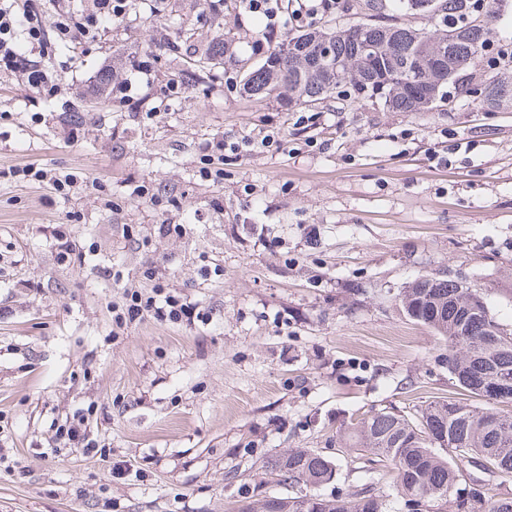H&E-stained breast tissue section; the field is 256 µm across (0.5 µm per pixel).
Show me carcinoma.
Segmentation results:
<instances>
[{
	"mask_svg": "<svg viewBox=\"0 0 512 512\" xmlns=\"http://www.w3.org/2000/svg\"><path fill=\"white\" fill-rule=\"evenodd\" d=\"M502 0H400L404 13H426L447 25L434 31L407 23L367 19L345 27L323 25L292 33L244 77L243 92L262 100L274 96L288 106L321 100L331 94L370 98L383 84V107L401 112H427L424 88L410 87L400 76L418 67L448 88L450 65L468 69L481 59ZM379 48L373 65L355 55L358 32ZM330 38L333 56L344 62L342 86L327 87L328 77L305 66L307 43ZM230 43L219 34L204 53L187 61L203 71L224 61ZM512 98V80L493 81L482 88L480 102L491 110ZM402 311L448 342V371L457 395L439 397L410 414L386 408L371 410L349 423L352 447L384 467L385 487L373 483L345 497L325 498L319 487L336 477L335 464L309 449L287 450L269 457L264 471L289 487L304 491L265 496L238 507L237 512H394L391 503L407 508L419 501L424 512L448 496L467 465L477 460L505 483L512 480V328L491 313L478 290H469L447 275H421L400 293ZM448 435V443L439 441ZM456 512H512V499L471 495L455 501Z\"/></svg>",
	"mask_w": 512,
	"mask_h": 512,
	"instance_id": "carcinoma-1",
	"label": "carcinoma"
}]
</instances>
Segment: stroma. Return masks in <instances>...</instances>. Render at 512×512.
Listing matches in <instances>:
<instances>
[{
    "label": "stroma",
    "instance_id": "35a3bbf8",
    "mask_svg": "<svg viewBox=\"0 0 512 512\" xmlns=\"http://www.w3.org/2000/svg\"><path fill=\"white\" fill-rule=\"evenodd\" d=\"M295 7L272 27L237 0H135L96 42L58 45L54 96L0 74V512H236L280 494L263 463L292 448L330 458L323 493L344 494L371 469L345 445L351 418L454 391L448 344L404 316L403 288L448 273L512 325V101L488 111L470 93L498 70L471 66L429 112L287 108L225 85ZM184 23L231 40L223 67L189 79L160 50ZM220 141L224 178L202 179ZM30 165L103 191L10 177ZM54 228L84 263L59 260ZM157 282L206 321L112 335L110 302ZM87 408L98 450H51Z\"/></svg>",
    "mask_w": 512,
    "mask_h": 512
}]
</instances>
